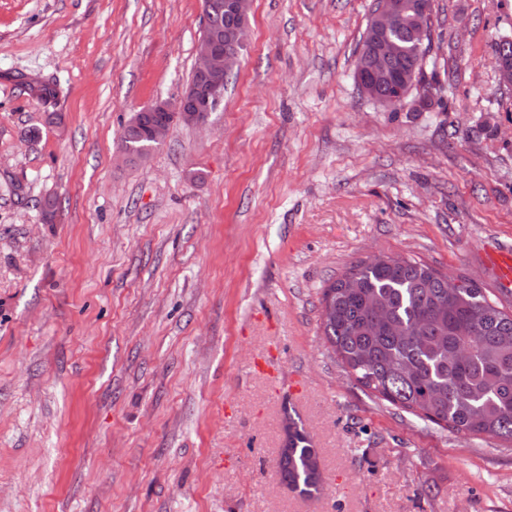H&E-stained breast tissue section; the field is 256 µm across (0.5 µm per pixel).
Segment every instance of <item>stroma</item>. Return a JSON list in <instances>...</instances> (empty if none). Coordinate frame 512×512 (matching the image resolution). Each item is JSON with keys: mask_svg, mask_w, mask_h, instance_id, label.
<instances>
[{"mask_svg": "<svg viewBox=\"0 0 512 512\" xmlns=\"http://www.w3.org/2000/svg\"><path fill=\"white\" fill-rule=\"evenodd\" d=\"M373 3L252 0L218 111L128 162L129 118L191 79L200 0H0V512H512V444L375 397L320 328L376 257L512 312L481 262L512 246V0H433L421 112L355 84ZM288 412L320 497L279 482ZM501 38L495 44V55L499 63L500 83L503 87L512 88V59L510 58L512 57V41L503 42ZM503 56L510 57L502 58Z\"/></svg>", "mask_w": 512, "mask_h": 512, "instance_id": "obj_1", "label": "stroma"}]
</instances>
